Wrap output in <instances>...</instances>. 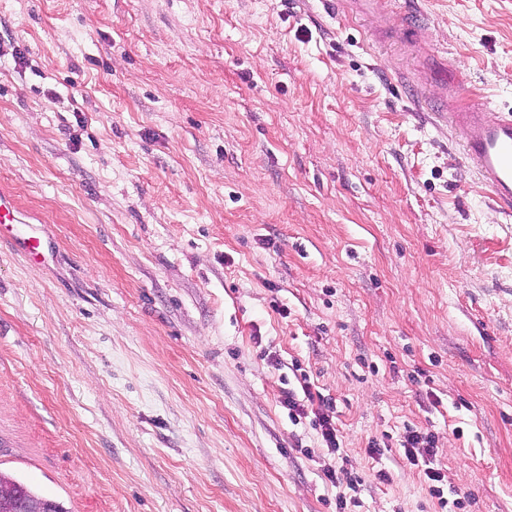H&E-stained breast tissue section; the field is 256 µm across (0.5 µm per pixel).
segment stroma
Returning <instances> with one entry per match:
<instances>
[{
  "instance_id": "obj_1",
  "label": "stroma",
  "mask_w": 512,
  "mask_h": 512,
  "mask_svg": "<svg viewBox=\"0 0 512 512\" xmlns=\"http://www.w3.org/2000/svg\"><path fill=\"white\" fill-rule=\"evenodd\" d=\"M405 2L399 39L337 0H0V186L44 245L0 242L1 467L68 512H336L300 372L354 512H441L408 428L512 512V214L413 104L430 59L512 106V0ZM299 384L300 390L288 388L287 391H283L280 400L282 407L287 411L288 419L297 424L301 419L313 416V425L319 431L323 448H327L328 453L334 456V464H329L323 470L325 481L336 488L344 487L345 483V489L357 493L360 479L351 475L346 467L347 459L341 456V440L336 428L335 405L332 399L315 389L306 375H303ZM336 455L340 460L337 462L338 465Z\"/></svg>"
}]
</instances>
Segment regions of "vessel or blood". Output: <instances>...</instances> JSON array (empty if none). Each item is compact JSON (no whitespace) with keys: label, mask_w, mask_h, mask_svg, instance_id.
<instances>
[{"label":"vessel or blood","mask_w":512,"mask_h":512,"mask_svg":"<svg viewBox=\"0 0 512 512\" xmlns=\"http://www.w3.org/2000/svg\"><path fill=\"white\" fill-rule=\"evenodd\" d=\"M443 122L458 134L463 154L474 166L494 204L512 212V110L475 103L441 112ZM21 212L8 191L0 188V237L20 223Z\"/></svg>","instance_id":"vessel-or-blood-1"}]
</instances>
